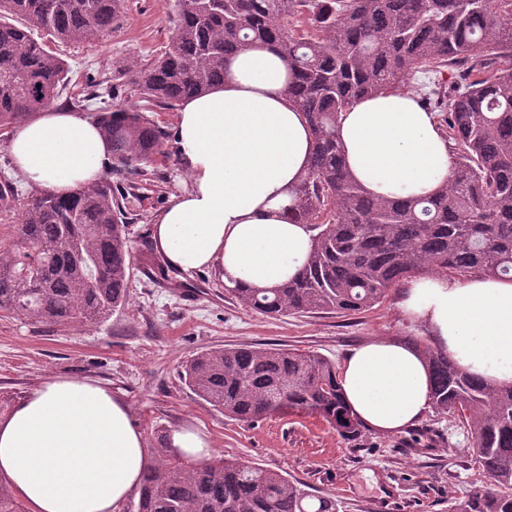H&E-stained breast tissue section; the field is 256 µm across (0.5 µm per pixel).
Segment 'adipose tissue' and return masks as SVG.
Masks as SVG:
<instances>
[{"mask_svg": "<svg viewBox=\"0 0 512 512\" xmlns=\"http://www.w3.org/2000/svg\"><path fill=\"white\" fill-rule=\"evenodd\" d=\"M287 63L266 48L231 61L221 85L184 99L176 148L189 185L154 225V247L182 273L214 270L225 286L273 288L294 279L312 248L308 225L290 223L289 190L313 152L306 119L290 100ZM348 172L375 197L433 194L452 154L435 113L410 91L360 99L336 126ZM8 152L33 187L66 195L101 178L111 146L80 111L46 108L16 125ZM437 350L467 374L512 384V279L440 275L411 280L399 302ZM347 404L367 426L396 433L432 408L427 363L413 346L372 339L337 373ZM173 452L202 464L205 436L183 425ZM155 463L126 404L90 378L54 377L0 417V477L29 512H122Z\"/></svg>", "mask_w": 512, "mask_h": 512, "instance_id": "ef3b65f1", "label": "adipose tissue"}]
</instances>
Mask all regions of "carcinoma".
I'll list each match as a JSON object with an SVG mask.
<instances>
[{"mask_svg": "<svg viewBox=\"0 0 512 512\" xmlns=\"http://www.w3.org/2000/svg\"><path fill=\"white\" fill-rule=\"evenodd\" d=\"M124 0H0V130L48 107L67 76L63 61L10 19L20 16L62 42L93 44L122 18ZM305 26L294 29L288 18ZM251 47L288 63V93L314 140L288 216L313 231L298 276L276 288H230L269 316L351 315L381 303L419 273L465 281L512 276V0H175L168 49L145 66L115 67L113 97L128 79L140 103L91 114L112 142V169L131 182L167 133L149 116L224 82L228 60ZM450 73V79L442 78ZM432 74L421 105L439 115L454 155L446 182L419 198H376L347 172L336 141L340 113L357 100ZM0 186V213L19 211L12 243L0 247V312L56 329L106 322L129 297L133 253L127 191L100 179L69 195L18 201ZM433 408L467 430L488 488L451 512H512V385L463 372L426 349ZM183 378L224 416L253 423L274 413L319 415L345 440L364 424L348 407L332 360L311 352L250 346L193 356ZM157 465L142 479L136 512H340L283 474L222 456L177 458L157 433ZM0 512H24L0 483Z\"/></svg>", "mask_w": 512, "mask_h": 512, "instance_id": "obj_1", "label": "carcinoma"}]
</instances>
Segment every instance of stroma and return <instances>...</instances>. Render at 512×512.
Instances as JSON below:
<instances>
[{"instance_id": "obj_1", "label": "stroma", "mask_w": 512, "mask_h": 512, "mask_svg": "<svg viewBox=\"0 0 512 512\" xmlns=\"http://www.w3.org/2000/svg\"><path fill=\"white\" fill-rule=\"evenodd\" d=\"M173 0H125L124 18L95 44L57 41L69 66L59 105L86 93L89 80L110 85L115 61L146 64L166 50ZM175 110L152 118L168 133L161 155L132 185L126 203L134 254L129 301L103 325L55 330L0 316V394L17 403L51 377L91 378L127 404L148 445L159 430L190 423L225 458L257 464L335 495L340 512H449L480 485L467 433L450 417L426 414L414 427L386 434L365 429L347 441L312 413L288 412L244 424L224 417L181 382V364L225 346H276L312 351L342 363L350 349L381 338L432 346L424 325L402 314V288L372 309L349 316L268 317L241 305L214 271L181 275V289L161 285L146 262L151 228L188 184L175 147Z\"/></svg>"}]
</instances>
